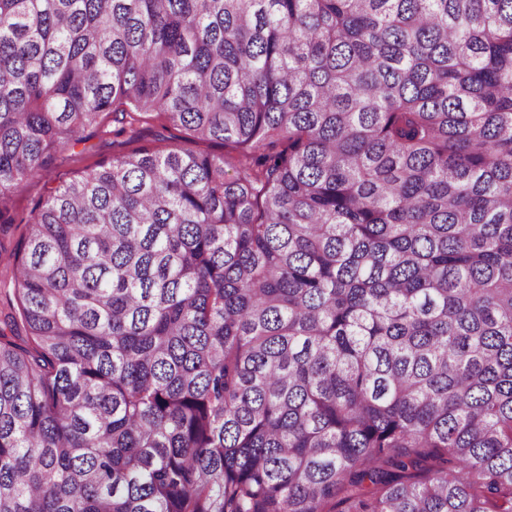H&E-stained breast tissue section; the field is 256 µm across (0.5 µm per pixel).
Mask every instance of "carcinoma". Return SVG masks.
I'll return each instance as SVG.
<instances>
[{
  "mask_svg": "<svg viewBox=\"0 0 512 512\" xmlns=\"http://www.w3.org/2000/svg\"><path fill=\"white\" fill-rule=\"evenodd\" d=\"M0 512H512V0H0ZM234 170L228 178L225 168ZM167 126L168 129H165ZM107 134H92L89 139L74 147L58 151L48 168L41 176L23 180L13 193V213L17 223L6 233L0 232V270L12 266L14 247L22 231L20 220L29 218L34 204L47 199L50 191L62 181L75 177L87 166L109 162L140 145H149L157 149H165L172 145H184V134L175 130L159 119H149L138 127V140L129 142L127 135L112 134V123Z\"/></svg>",
  "mask_w": 512,
  "mask_h": 512,
  "instance_id": "obj_1",
  "label": "carcinoma"
}]
</instances>
